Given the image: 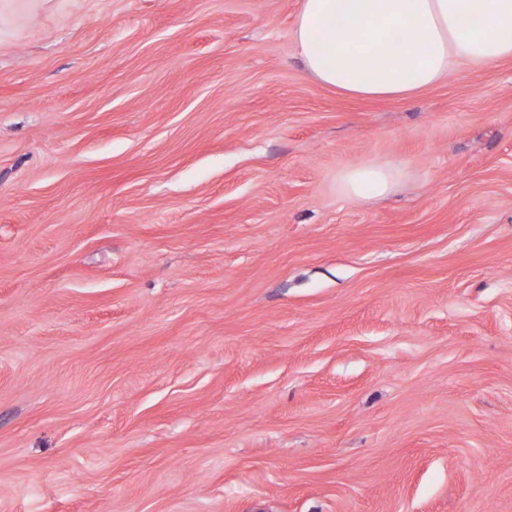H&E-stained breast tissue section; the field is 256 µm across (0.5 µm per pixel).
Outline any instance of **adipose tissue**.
<instances>
[{
	"mask_svg": "<svg viewBox=\"0 0 512 512\" xmlns=\"http://www.w3.org/2000/svg\"><path fill=\"white\" fill-rule=\"evenodd\" d=\"M293 41L318 83L364 98L406 99L458 61L512 59V0H301ZM390 164L344 171L350 199L372 201L401 178Z\"/></svg>",
	"mask_w": 512,
	"mask_h": 512,
	"instance_id": "adipose-tissue-1",
	"label": "adipose tissue"
}]
</instances>
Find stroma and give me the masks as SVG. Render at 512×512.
<instances>
[{
  "label": "stroma",
  "instance_id": "obj_1",
  "mask_svg": "<svg viewBox=\"0 0 512 512\" xmlns=\"http://www.w3.org/2000/svg\"><path fill=\"white\" fill-rule=\"evenodd\" d=\"M299 8L0 19V512H512V60L353 98ZM402 176L391 164L365 166L343 172L340 184L345 195L357 201H372L390 193Z\"/></svg>",
  "mask_w": 512,
  "mask_h": 512
}]
</instances>
